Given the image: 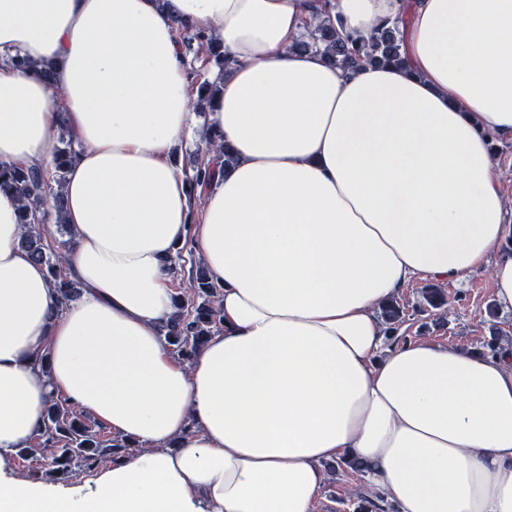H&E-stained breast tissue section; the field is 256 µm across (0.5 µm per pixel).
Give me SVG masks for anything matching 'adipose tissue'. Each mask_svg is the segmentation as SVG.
Returning a JSON list of instances; mask_svg holds the SVG:
<instances>
[{
	"label": "adipose tissue",
	"instance_id": "adipose-tissue-1",
	"mask_svg": "<svg viewBox=\"0 0 512 512\" xmlns=\"http://www.w3.org/2000/svg\"><path fill=\"white\" fill-rule=\"evenodd\" d=\"M0 0V162L81 145L62 303L0 188V512H312L351 454L396 512H512V351L387 344L413 278L491 267L512 311V237L490 135L512 134V0ZM332 19L397 24L405 67L346 70L291 45ZM186 21L235 64L209 121L236 157L190 222L171 148L193 123ZM192 241L223 329L191 364L159 328ZM142 449L78 483L18 476L50 394Z\"/></svg>",
	"mask_w": 512,
	"mask_h": 512
}]
</instances>
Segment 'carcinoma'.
Listing matches in <instances>:
<instances>
[{"label": "carcinoma", "mask_w": 512, "mask_h": 512, "mask_svg": "<svg viewBox=\"0 0 512 512\" xmlns=\"http://www.w3.org/2000/svg\"><path fill=\"white\" fill-rule=\"evenodd\" d=\"M184 42L189 46L196 45V53L206 56L217 68L213 79H205L197 87L194 107L196 112L203 114L219 93L224 73L231 67L232 60L224 54L221 44L205 30L182 23L176 30V43ZM292 48L321 50L347 70L374 64L406 66L402 36L395 24L384 23L369 36L358 38L339 32L331 22H324L307 29L304 36L295 40ZM221 140V134L212 126H206L205 145L196 152L191 170L184 173L192 206L214 185L217 177L236 162L226 146L222 147L223 156L205 161V153ZM58 141L52 168L0 163V179L13 191L22 213L25 230L20 238L21 247L45 266L50 284L60 292L65 304L79 296L80 288L67 275L66 256L48 243L45 224L53 215L60 230L72 234L71 226L64 221L63 209L68 165L77 153V142L66 127L59 129ZM169 273L182 277V287L174 295L176 313L160 327V333L172 347V353L182 363L189 364L207 340L221 330L223 316L219 303L222 288L211 280L205 268L196 265L192 252L186 253L182 248L170 259ZM423 298L433 309L441 308L446 302L444 290L434 286L424 288ZM380 316L387 325L388 340L398 341L400 336L397 332L404 319L398 302L392 299L382 304ZM131 448L133 445L125 440L105 443L91 426L65 408L61 399L52 394L37 433V442L33 447L20 451V455L36 456L45 474L54 478L71 473L75 467L92 471L103 463H112L125 456ZM348 502L352 512H384L379 496L355 493Z\"/></svg>", "instance_id": "cac0c4a2"}]
</instances>
